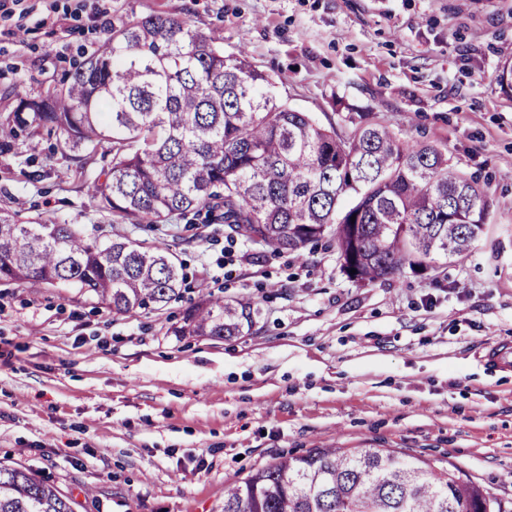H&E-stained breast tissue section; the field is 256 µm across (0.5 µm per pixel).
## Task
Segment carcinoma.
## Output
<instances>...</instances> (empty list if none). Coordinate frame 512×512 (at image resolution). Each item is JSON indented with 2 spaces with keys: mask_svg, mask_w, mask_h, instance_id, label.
<instances>
[{
  "mask_svg": "<svg viewBox=\"0 0 512 512\" xmlns=\"http://www.w3.org/2000/svg\"><path fill=\"white\" fill-rule=\"evenodd\" d=\"M245 51L188 20L134 14L112 23L92 56L44 97L19 96L0 123L42 130L93 170L88 194L113 218L157 227L173 219L224 224L279 253L330 235L350 278L374 283L471 253L489 202L478 179L435 144L349 116L324 127L277 98ZM356 273H351V270ZM72 283L117 315L182 296L186 277L167 245H107L76 224L24 221L0 210V283ZM258 313L247 298L202 295L178 333L239 336ZM0 512H73L72 499L21 466L0 464ZM224 512H502L482 489L412 456L367 448L278 455L224 488Z\"/></svg>",
  "mask_w": 512,
  "mask_h": 512,
  "instance_id": "cac0c4a2",
  "label": "carcinoma"
}]
</instances>
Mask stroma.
<instances>
[{"label":"stroma","instance_id":"35a3bbf8","mask_svg":"<svg viewBox=\"0 0 512 512\" xmlns=\"http://www.w3.org/2000/svg\"><path fill=\"white\" fill-rule=\"evenodd\" d=\"M161 12L246 48L321 125L373 112L448 151L490 203L459 260L362 285L323 239L273 253L220 224H166L182 298L116 315L71 284L0 283V462L74 512H223L224 487L279 454L384 448L454 469L512 512V0H22L0 17V114L60 85L115 18ZM55 135L0 125V209L144 238L113 221ZM203 294L251 297L250 331L184 336Z\"/></svg>","mask_w":512,"mask_h":512}]
</instances>
